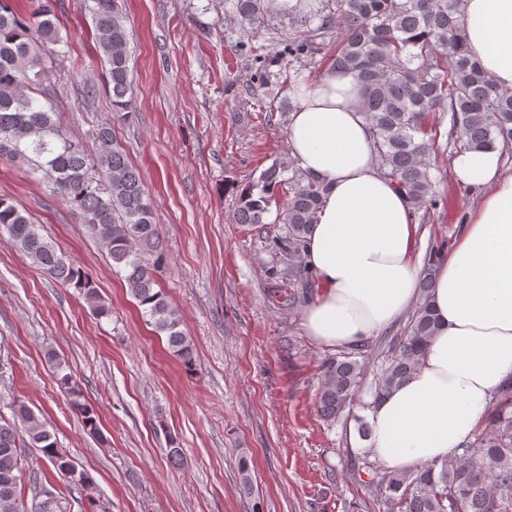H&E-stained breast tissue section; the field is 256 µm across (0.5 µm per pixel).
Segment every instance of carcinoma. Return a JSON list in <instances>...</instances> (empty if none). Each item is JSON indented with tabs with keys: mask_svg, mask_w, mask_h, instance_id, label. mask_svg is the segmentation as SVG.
Returning <instances> with one entry per match:
<instances>
[{
	"mask_svg": "<svg viewBox=\"0 0 512 512\" xmlns=\"http://www.w3.org/2000/svg\"><path fill=\"white\" fill-rule=\"evenodd\" d=\"M226 2L235 21L262 23L263 0ZM462 8L463 0H319L304 12L301 30L288 38L282 51L290 58L316 55L335 30L341 31L329 68L355 75L381 171L416 212L427 214L447 205L429 176L444 118H449L445 136L450 145H512V88L490 81L469 54ZM93 14L96 51L105 67L113 116L124 120L132 84L129 32L118 0H95ZM62 43L52 0H40L27 12L15 10L11 0H0V158L42 173L78 222L107 249L113 264L127 271V286L147 322L165 334L174 356L189 363L193 344L156 288L155 272L166 253L153 223L152 202L139 171L114 141L112 123L94 129L97 151L91 156L83 144L66 138L55 108L31 95L32 86L43 84L48 76L45 47ZM284 173L285 167L275 164L244 185L235 221L263 224L270 206L278 207L282 227L268 242L273 262L267 274L273 287L288 288L292 307L318 288L302 255L328 186L299 169L287 177ZM2 233L50 278L77 288L96 317L110 316L94 280L16 205L0 198ZM447 254L446 241L432 243L419 301L403 333L378 356L372 401L361 408L371 409L416 370L436 331L430 289L437 264ZM362 353L356 346L320 365L317 409L331 424L348 419L359 402L365 379ZM60 384L86 431L97 434V413L78 384L66 374ZM10 409L11 417L0 415V512H62L55 494L45 487L25 504L21 449H39L59 473L75 481L86 483L88 476L56 448L29 407L18 402ZM369 487L376 501L399 512H512V382L494 393L484 428L462 453L406 473L376 470Z\"/></svg>",
	"mask_w": 512,
	"mask_h": 512,
	"instance_id": "obj_1",
	"label": "carcinoma"
}]
</instances>
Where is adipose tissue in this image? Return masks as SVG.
Wrapping results in <instances>:
<instances>
[{"label": "adipose tissue", "instance_id": "adipose-tissue-1", "mask_svg": "<svg viewBox=\"0 0 512 512\" xmlns=\"http://www.w3.org/2000/svg\"><path fill=\"white\" fill-rule=\"evenodd\" d=\"M461 24L488 76L512 87V0H465ZM298 100L289 155L328 186L303 256L322 291L302 326L321 346L348 347L391 325L415 300L417 224L407 197L380 170L355 76L325 71ZM451 165L480 203L437 269L433 339L412 378L369 413L370 452L392 470L448 458L512 377V175L497 144L461 150Z\"/></svg>", "mask_w": 512, "mask_h": 512}]
</instances>
